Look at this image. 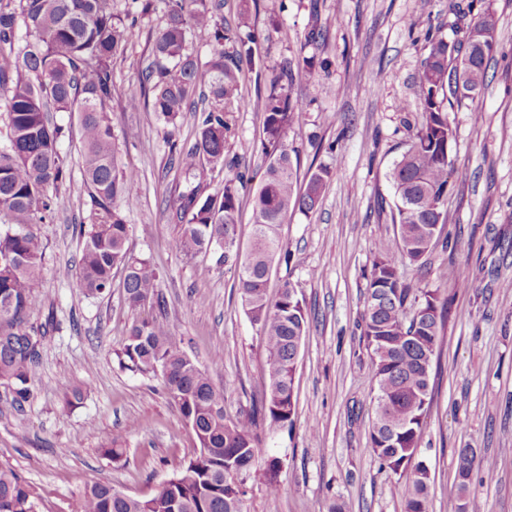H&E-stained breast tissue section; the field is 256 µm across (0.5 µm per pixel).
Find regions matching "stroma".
I'll return each instance as SVG.
<instances>
[{
    "instance_id": "35a3bbf8",
    "label": "stroma",
    "mask_w": 512,
    "mask_h": 512,
    "mask_svg": "<svg viewBox=\"0 0 512 512\" xmlns=\"http://www.w3.org/2000/svg\"><path fill=\"white\" fill-rule=\"evenodd\" d=\"M468 0H282V24L260 39L262 72L247 71L245 108L227 113L225 155L250 171L266 163L260 139L263 114L257 78H270L298 52L327 67L295 87L301 114L288 145L300 175L318 166L334 170L312 215L299 212L280 226L287 262L276 263L270 293L291 282L309 328L298 359L291 423L262 433L266 456L280 460L278 512H404L406 479L380 465L369 451L374 372L361 336L367 277L378 240L393 238L389 172L400 157L418 110L416 74L426 34L449 32L454 4ZM498 18V51L489 83L475 103L452 112L456 126L455 170L449 179L448 220L424 268L404 267L422 287L449 298L448 318L433 364V392L416 455L430 470L433 512H457L460 449L476 459L469 497L483 512H512V0H475ZM165 10L154 0L139 20L141 36L113 67L112 130L121 165L138 172L127 194L128 246L151 258L161 272L164 320L188 356L224 394L232 417L251 410L267 389V357L259 331L245 314L237 278L218 265L200 277L197 262L177 251L179 226L171 205L187 181L171 161V145L195 140L191 115L170 128L148 109L128 110L140 94L149 38ZM323 42L301 47L312 18ZM335 85L327 94L326 85ZM481 112L484 138L474 141L472 116ZM67 136L61 156L71 172L57 203L33 227L44 244L38 294L53 309L57 329L45 340L29 403L16 409L0 384V464L13 468L33 489L39 512H78L84 489L109 482L147 497L172 478L197 448L196 439L168 400L161 378L120 366L131 323L120 285L99 298L80 295V239L74 224L86 220L89 198L79 166L76 115L53 113ZM461 267L481 279L472 291L449 277ZM223 350L213 362L214 350ZM79 386L84 399L64 409L65 389ZM110 436L125 450L120 463L103 456Z\"/></svg>"
}]
</instances>
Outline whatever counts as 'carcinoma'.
I'll use <instances>...</instances> for the list:
<instances>
[{
    "mask_svg": "<svg viewBox=\"0 0 512 512\" xmlns=\"http://www.w3.org/2000/svg\"><path fill=\"white\" fill-rule=\"evenodd\" d=\"M151 0H130L124 15L112 0H0V94L9 134L0 143V381L10 386L12 405L21 408L34 394L42 339L54 329L51 319L35 325L29 315L45 307L35 292L43 245L31 230L51 209L52 192L70 178L60 155L65 137L53 112H75L80 125L82 182L89 198V223L75 225L83 239L77 287L85 296L102 297L113 274L123 275L125 301L132 313L120 363L143 376L162 378L165 393L194 433L197 452L149 497H134L109 483H93L83 492L79 512H243L238 478L265 462L266 495L276 504L278 460L265 458L254 427L277 430L295 412L294 378L298 348L308 330L302 301L291 283L268 292L270 272L280 251L279 226L288 214L308 216L319 208L331 176L320 165L306 186L299 184L288 137L298 123L295 77L311 76L317 63L297 55L273 75L259 96L264 120L262 150L268 158L252 200L249 246L240 250V192L251 177L234 169L224 154L226 106L246 105L243 67L262 66L251 31L249 0H243L234 26L224 25L211 0H167L152 39L150 62L141 71L144 94L166 124L192 113L196 141L179 149L181 171L196 182L174 203L180 224L174 247L195 257L224 244V266L236 273L242 305L258 325L267 354L268 390L252 412L232 419L224 412V394L180 348L169 327L141 310L162 305L159 274L146 258L127 246L131 207L126 186L137 177L120 168L112 132V69L140 35L139 17ZM452 36L427 37L417 72L420 122L394 164L397 230L378 243L367 285L362 336L371 351L377 389L369 449L394 473H409L404 512H432L430 470H409L431 400V371L446 318L437 293L404 277L398 262L411 265L438 241L447 222L444 204L453 170L456 128L449 113L475 102L488 85L491 56L482 45L497 43L498 19L489 7L458 8ZM209 34L211 51L201 59L190 50L188 32ZM466 74L465 93L448 89V74ZM233 169L221 195L204 194L212 173ZM474 451L458 454L457 479L464 492L471 480ZM0 512H38L31 486L0 465Z\"/></svg>",
    "mask_w": 512,
    "mask_h": 512,
    "instance_id": "1",
    "label": "carcinoma"
}]
</instances>
